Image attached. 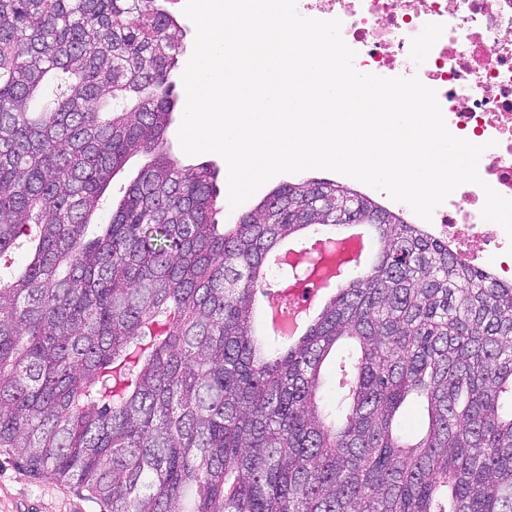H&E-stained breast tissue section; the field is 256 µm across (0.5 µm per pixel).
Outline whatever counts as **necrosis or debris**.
Listing matches in <instances>:
<instances>
[{
  "mask_svg": "<svg viewBox=\"0 0 512 512\" xmlns=\"http://www.w3.org/2000/svg\"><path fill=\"white\" fill-rule=\"evenodd\" d=\"M298 10L340 20L357 71L418 77L436 91L448 130L484 145L482 185L459 186L424 225L468 264L495 253L492 276L511 285L512 239L481 209L486 184L512 199V0H298Z\"/></svg>",
  "mask_w": 512,
  "mask_h": 512,
  "instance_id": "4bbe7bcc",
  "label": "necrosis or debris"
}]
</instances>
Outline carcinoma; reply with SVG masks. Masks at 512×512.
<instances>
[{
	"label": "carcinoma",
	"mask_w": 512,
	"mask_h": 512,
	"mask_svg": "<svg viewBox=\"0 0 512 512\" xmlns=\"http://www.w3.org/2000/svg\"><path fill=\"white\" fill-rule=\"evenodd\" d=\"M185 35L162 0H0V448L107 512H512V287L334 180L218 223L217 170L166 146ZM347 224L375 262L258 339L256 295L301 275L269 253ZM149 161V157L137 155L132 157L124 166V168L111 180L104 199L103 216L112 209L123 196L125 188L137 177L143 166ZM310 319L311 312L310 308H308L290 317L287 322L284 321L280 323L278 327L285 340L290 344L304 334V330ZM344 343H340L336 347V353L333 350L330 356L323 364L321 371V387L320 393L323 398V404L329 409H333L336 405V365L335 356L343 348ZM401 432L408 438H415L426 425V416L419 405H410L400 418Z\"/></svg>",
	"instance_id": "1"
}]
</instances>
